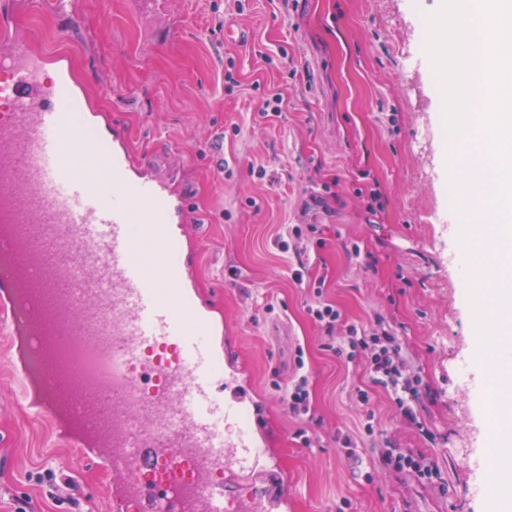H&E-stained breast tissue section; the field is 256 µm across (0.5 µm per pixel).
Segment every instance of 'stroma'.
Returning a JSON list of instances; mask_svg holds the SVG:
<instances>
[{
  "mask_svg": "<svg viewBox=\"0 0 512 512\" xmlns=\"http://www.w3.org/2000/svg\"><path fill=\"white\" fill-rule=\"evenodd\" d=\"M439 4L163 0L147 12L135 0H74L66 16L36 9L15 19L43 54L67 56L134 155L184 187L194 293L222 320L215 349L245 368L264 408L260 428L273 436L264 458L227 477L231 495L282 478L284 512H485L490 387L476 379L443 101L420 30ZM229 28L241 40L226 38ZM228 69L240 82L231 91ZM272 89L282 90L284 112L256 120ZM281 224L306 227L299 284L274 244ZM317 288L344 323L379 316L391 327L419 379L418 424L369 388L363 361L327 350L306 309ZM14 358L0 338V512L20 493L42 512H108L111 475L25 414L29 386L10 371ZM300 369L311 411L297 419L275 387ZM341 433L357 440L355 457L341 452ZM389 446L419 449L440 481L380 463ZM47 467L72 477L66 502L27 482Z\"/></svg>",
  "mask_w": 512,
  "mask_h": 512,
  "instance_id": "stroma-1",
  "label": "stroma"
}]
</instances>
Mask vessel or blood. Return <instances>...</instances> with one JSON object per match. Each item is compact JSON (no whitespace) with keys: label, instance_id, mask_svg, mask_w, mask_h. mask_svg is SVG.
Here are the masks:
<instances>
[{"label":"vessel or blood","instance_id":"vessel-or-blood-1","mask_svg":"<svg viewBox=\"0 0 512 512\" xmlns=\"http://www.w3.org/2000/svg\"><path fill=\"white\" fill-rule=\"evenodd\" d=\"M34 0H0V331L20 337L66 439L111 473L112 512H228L223 474L266 451L189 291L184 198L121 128L84 109L70 67L47 81ZM241 419L236 441L226 416ZM150 480H142V473Z\"/></svg>","mask_w":512,"mask_h":512}]
</instances>
